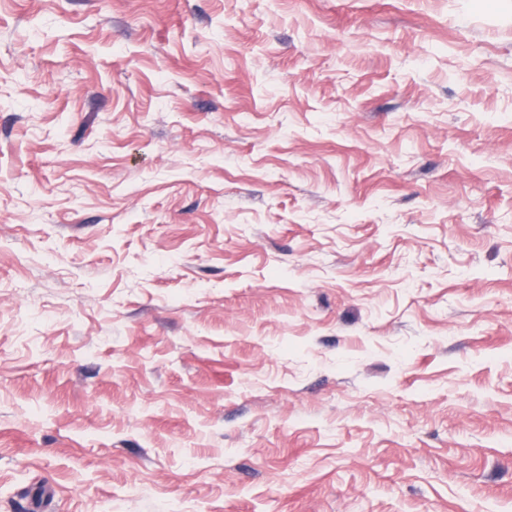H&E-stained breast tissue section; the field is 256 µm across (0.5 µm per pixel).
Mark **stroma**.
<instances>
[{
  "mask_svg": "<svg viewBox=\"0 0 512 512\" xmlns=\"http://www.w3.org/2000/svg\"><path fill=\"white\" fill-rule=\"evenodd\" d=\"M0 512H512V0H0Z\"/></svg>",
  "mask_w": 512,
  "mask_h": 512,
  "instance_id": "stroma-1",
  "label": "stroma"
}]
</instances>
